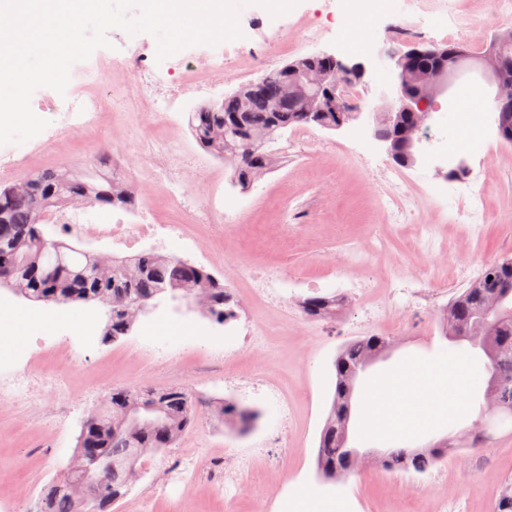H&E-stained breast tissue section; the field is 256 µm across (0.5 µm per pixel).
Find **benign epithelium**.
Returning <instances> with one entry per match:
<instances>
[{"label":"benign epithelium","mask_w":512,"mask_h":512,"mask_svg":"<svg viewBox=\"0 0 512 512\" xmlns=\"http://www.w3.org/2000/svg\"><path fill=\"white\" fill-rule=\"evenodd\" d=\"M512 49V29H500L493 36L489 50L482 56L474 57L463 45L448 51L435 45L414 44L404 52H392L383 48L363 59L348 62L337 56L322 53L320 57L338 60V65L328 69L306 68L298 63L285 66L290 73V80L281 92V97H296L305 104L307 112H322L327 103L336 105V111L345 113L336 129L352 123H362L372 132L373 137L386 145L388 154L405 164L418 162L422 157L421 132L431 126L433 111L431 106L438 98L448 94L452 78L472 61L481 75L495 85L492 111L498 136L512 139V95L506 92L508 84L503 78V53ZM430 56L436 65L422 72L412 70L414 59ZM387 64L395 73V81L390 93L383 95L386 100L382 109H365L361 104L351 102L346 95V84L353 73L364 76L379 64ZM444 329L448 339L455 342L480 343L479 336L460 324L453 314L444 319ZM396 346L391 341L386 348L365 359L359 372L352 375L357 380L376 362L387 358ZM483 406L485 417L478 427L486 429L489 420L500 414L503 404L497 398L494 389L484 392Z\"/></svg>","instance_id":"7a95c632"}]
</instances>
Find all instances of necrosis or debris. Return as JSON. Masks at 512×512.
Listing matches in <instances>:
<instances>
[{"instance_id": "obj_1", "label": "necrosis or debris", "mask_w": 512, "mask_h": 512, "mask_svg": "<svg viewBox=\"0 0 512 512\" xmlns=\"http://www.w3.org/2000/svg\"><path fill=\"white\" fill-rule=\"evenodd\" d=\"M236 46L224 44L217 51L197 57L181 51L165 60L116 43L114 49L101 51L77 65L84 78L83 85L72 86L65 94L34 98L33 105L43 113L47 127L31 140L30 150L15 154L10 147H0V181L12 180L19 168H31L54 157L67 155L75 135L105 130L106 102L118 94L114 85H103L105 70L116 68L131 73L138 102L153 112H171L176 99L182 95L196 96L214 91L224 78V66L235 60L238 71L261 72L269 68V56L258 50L245 57H236ZM138 152L149 164V184L169 204L188 214L191 223L220 234L222 225L215 219L224 207V197L217 188L224 179L221 166L204 168L203 173L212 190L206 198H199L189 189L196 166L181 139L170 136H147L138 143ZM148 211H141L140 220L128 222L125 212H113L110 221L94 219L85 205L68 204L45 211V223L56 225L66 238L83 242L90 239L103 243L115 253L135 252L150 247L162 250L169 243H177L180 250L197 252L204 258L212 253L206 243L189 232V225L158 224L148 219ZM414 258H398L389 275L387 286L399 304L409 310L428 305L429 298L416 275ZM32 345L39 350L59 348L50 336L37 335ZM62 349V348H59ZM63 363L59 366L34 368L32 358L20 356L13 344L0 343V409L13 408L30 402L35 389H46L52 396L61 395L67 388L65 364L72 361L71 348H64Z\"/></svg>"}]
</instances>
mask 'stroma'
Wrapping results in <instances>:
<instances>
[{"mask_svg":"<svg viewBox=\"0 0 512 512\" xmlns=\"http://www.w3.org/2000/svg\"><path fill=\"white\" fill-rule=\"evenodd\" d=\"M328 6V0H298L275 17L249 0L239 12L246 35L240 48L274 51L281 67L299 55L332 53L355 61L374 46L405 49L443 42L426 28L392 34L389 22L406 11L407 0H382L377 17L353 15L347 27L324 32L298 54L278 53L279 43L298 38L301 28L324 24ZM494 93L478 71H465L453 79L451 97L431 124L449 156L465 159L469 174L489 175L481 188L487 219L479 236L469 225L449 223L458 202L447 195L448 179L435 163L425 158L397 167L384 144L351 128L284 129L269 145L279 158L277 167L246 189L225 175L224 234L212 240L223 260L213 274L239 301L237 318L222 326L166 295L139 317L129 335L104 343L97 333L82 343L79 360L64 370L72 393L57 436H50L46 424L52 407L48 397L0 412V499L25 497L26 512H35L44 485L65 472L83 420L112 389L186 387L198 399L194 427L173 448L143 464L139 480L112 512H254L260 503L267 504L268 512H284L295 493L337 501L350 512H436L439 499L447 495L466 512H495L501 481L512 477V425L500 429L487 446L449 457L424 474L369 462L348 478L327 483L316 469L319 436L333 395V360L341 346L375 332L392 333L398 343L392 358L359 383L355 400L362 409L373 386L405 365L456 363L459 354L442 337L437 316L465 283L452 266L437 263L438 254L458 253L460 242L469 240L462 255L475 273L512 255V146L501 143L488 110ZM468 95L483 114L482 130L474 134L462 129L458 112ZM110 108L118 136L149 134L164 123L127 90L113 97ZM400 194L410 199L409 223H385L382 202ZM422 224L432 225L431 235H419ZM374 236L380 247L367 249L366 241ZM415 253L421 256L420 278L425 287L439 291V303L423 313L417 327L398 309L388 323L365 317L364 308L386 300L390 264ZM242 261L258 270L278 268L279 303L254 294L251 280L238 272ZM344 265L353 267L367 289L351 292L340 272ZM317 292L344 298L336 321H312L301 313L298 299ZM13 303L23 312L36 309L61 318V334L67 330L64 318L74 312L94 320L98 332L108 320L106 307L95 302L37 306L17 297ZM486 379L482 363L472 362L470 410L408 433L363 439L360 450L415 448L472 428L480 417ZM215 398L236 400L262 416L248 434L231 433L209 416ZM285 407L293 419L284 428L280 412ZM226 457L239 461L229 481L212 475L213 465ZM183 458L196 459L197 467L177 484H168L166 469Z\"/></svg>","mask_w":512,"mask_h":512,"instance_id":"stroma-1","label":"stroma"}]
</instances>
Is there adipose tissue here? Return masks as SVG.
<instances>
[{"label":"adipose tissue","mask_w":512,"mask_h":512,"mask_svg":"<svg viewBox=\"0 0 512 512\" xmlns=\"http://www.w3.org/2000/svg\"><path fill=\"white\" fill-rule=\"evenodd\" d=\"M375 392L366 414V429L372 434L408 431L468 406L461 365L441 361L399 370L377 383Z\"/></svg>","instance_id":"1"}]
</instances>
